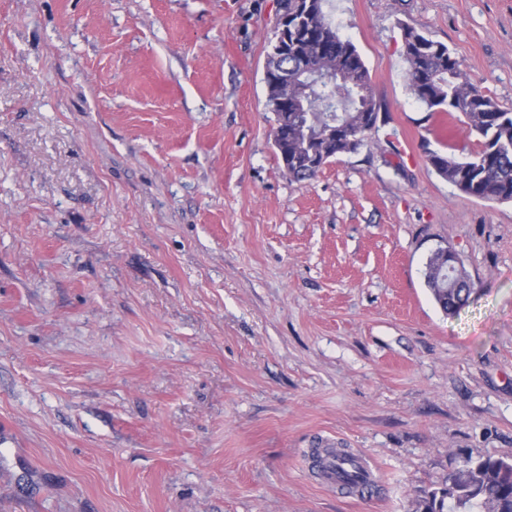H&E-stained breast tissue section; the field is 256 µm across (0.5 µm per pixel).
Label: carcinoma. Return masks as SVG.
<instances>
[{
	"mask_svg": "<svg viewBox=\"0 0 512 512\" xmlns=\"http://www.w3.org/2000/svg\"><path fill=\"white\" fill-rule=\"evenodd\" d=\"M288 51L295 48L296 31L304 30L318 43L336 47V68L345 74L321 83L308 97V114L317 120L327 113L338 122L354 119L364 106L362 90L370 89V75L356 46L342 39L323 12V0H312L311 15H295L288 22ZM420 40L428 53L416 60L405 58L409 93L431 112L461 114L478 136L477 149L458 158L453 153L428 151L436 172L463 193L478 199L512 200V112L502 109L481 87L470 83L461 61L440 42L416 29H404V40ZM426 285L435 301L448 313H456L468 300V275H454L436 256L429 257ZM423 512H512V458L467 459L448 476L446 487L423 500Z\"/></svg>",
	"mask_w": 512,
	"mask_h": 512,
	"instance_id": "obj_1",
	"label": "carcinoma"
}]
</instances>
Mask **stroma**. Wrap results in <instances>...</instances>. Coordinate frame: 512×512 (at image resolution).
<instances>
[{
    "label": "stroma",
    "mask_w": 512,
    "mask_h": 512,
    "mask_svg": "<svg viewBox=\"0 0 512 512\" xmlns=\"http://www.w3.org/2000/svg\"><path fill=\"white\" fill-rule=\"evenodd\" d=\"M380 112L309 182L273 145L278 0H0V512H417L512 456V201L413 98L403 29L512 111V0H325ZM448 248L474 291L425 283ZM372 491L320 484L315 441ZM425 280L435 301L444 311L452 314L456 313L466 303L472 291L471 288L461 287L448 290L451 283L456 286V284L472 285V282L463 271L457 276L451 274L448 268L433 253L426 265Z\"/></svg>",
    "instance_id": "35a3bbf8"
}]
</instances>
